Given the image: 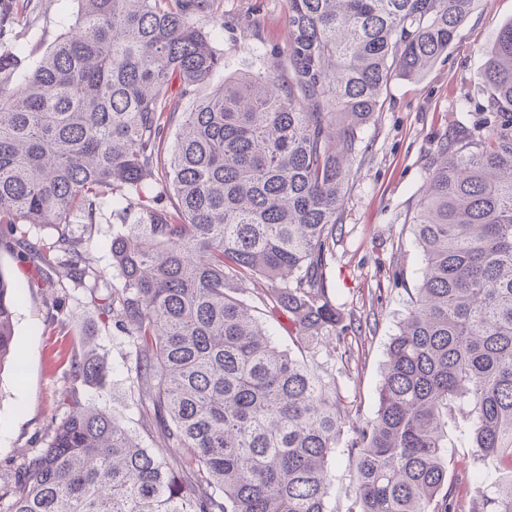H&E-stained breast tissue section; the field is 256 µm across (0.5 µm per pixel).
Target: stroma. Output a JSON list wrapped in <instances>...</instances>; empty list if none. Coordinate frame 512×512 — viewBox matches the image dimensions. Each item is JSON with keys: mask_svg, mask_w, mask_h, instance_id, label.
<instances>
[{"mask_svg": "<svg viewBox=\"0 0 512 512\" xmlns=\"http://www.w3.org/2000/svg\"><path fill=\"white\" fill-rule=\"evenodd\" d=\"M34 10L13 9L0 0V54L17 53L28 67L42 56L74 22L77 0H34ZM288 0H217L218 27L211 36L224 54L220 75L199 86L205 96L223 77L262 72L284 50ZM512 23V0H477L459 27L447 52L422 76L394 75L374 121L365 126L354 155L342 210L336 259L326 272L329 292L347 314L364 323L351 339L346 363L335 366L342 394L349 403L350 422L361 425L374 412L386 351L408 310V292L419 283L424 265L412 230L413 216L428 177L430 156L451 121L470 125L487 97L483 80L485 52L499 31ZM403 268L404 284L391 273ZM0 274L21 288L15 306L14 340L23 352L20 367L0 371V484L11 480L24 456L44 448L55 424L66 412L62 395L75 393L136 423L138 411L128 393L127 357L123 334L104 326L96 293L66 282L63 269H48L20 254L11 235L0 230ZM92 340L108 380L97 387L74 377L72 365L85 355ZM470 425L465 411L448 422L451 462L448 479L456 488L457 512H471L476 497L472 473L481 469L474 449L462 436ZM348 440L340 438L334 455V481L329 512H348L354 478L348 467Z\"/></svg>", "mask_w": 512, "mask_h": 512, "instance_id": "1", "label": "stroma"}]
</instances>
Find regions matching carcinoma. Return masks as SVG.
<instances>
[{"instance_id":"obj_1","label":"carcinoma","mask_w":512,"mask_h":512,"mask_svg":"<svg viewBox=\"0 0 512 512\" xmlns=\"http://www.w3.org/2000/svg\"><path fill=\"white\" fill-rule=\"evenodd\" d=\"M215 2L78 0L74 30L31 70L0 55V84L18 83L0 96V224L105 290L103 324L132 347L130 398L171 449L72 396L0 486V512H328L347 413L317 360L358 332L326 288L351 159L393 71L426 72L475 0H288L284 59L196 99L224 67L203 27ZM484 79L472 125H452L431 161L413 223L422 277L348 445L350 512H456L444 448L461 402L480 456L507 471L474 473L471 512H512V24ZM154 189L175 212L146 207ZM106 201L120 219L110 279L71 231L80 217L92 232ZM32 224L56 234L32 243ZM258 278L276 286L256 306L242 285ZM16 300L0 274V369ZM263 315L288 317L293 347ZM72 368L106 377L93 354Z\"/></svg>"}]
</instances>
